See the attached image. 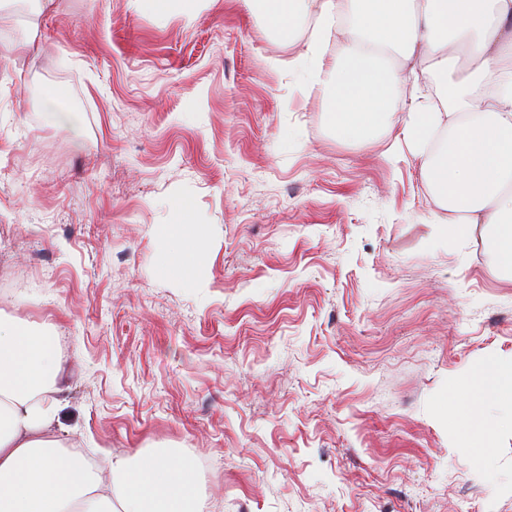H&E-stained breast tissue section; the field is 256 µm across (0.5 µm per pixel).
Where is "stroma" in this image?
Instances as JSON below:
<instances>
[{"label": "stroma", "mask_w": 512, "mask_h": 512, "mask_svg": "<svg viewBox=\"0 0 512 512\" xmlns=\"http://www.w3.org/2000/svg\"><path fill=\"white\" fill-rule=\"evenodd\" d=\"M0 316L57 338L64 447L179 455L209 512H512L483 227L400 127L342 141L246 0H0ZM206 236L199 278L161 230ZM473 381L494 398L498 409L510 410L512 425V363L497 365Z\"/></svg>", "instance_id": "obj_1"}]
</instances>
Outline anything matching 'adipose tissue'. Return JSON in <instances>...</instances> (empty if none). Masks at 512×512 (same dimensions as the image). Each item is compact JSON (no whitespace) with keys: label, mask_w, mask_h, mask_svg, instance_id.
Returning a JSON list of instances; mask_svg holds the SVG:
<instances>
[{"label":"adipose tissue","mask_w":512,"mask_h":512,"mask_svg":"<svg viewBox=\"0 0 512 512\" xmlns=\"http://www.w3.org/2000/svg\"><path fill=\"white\" fill-rule=\"evenodd\" d=\"M246 2L283 34L313 18L302 60L339 138L365 143L399 123L416 148L439 140L424 178L440 232L463 238L491 226V261L512 277V0ZM462 59L464 76L449 77ZM399 61L426 63L441 102L401 112ZM165 257L194 277L196 232L168 239ZM62 378L51 336L0 319V512H205L187 460L114 455L103 475L64 450L52 429Z\"/></svg>","instance_id":"ef3b65f1"}]
</instances>
